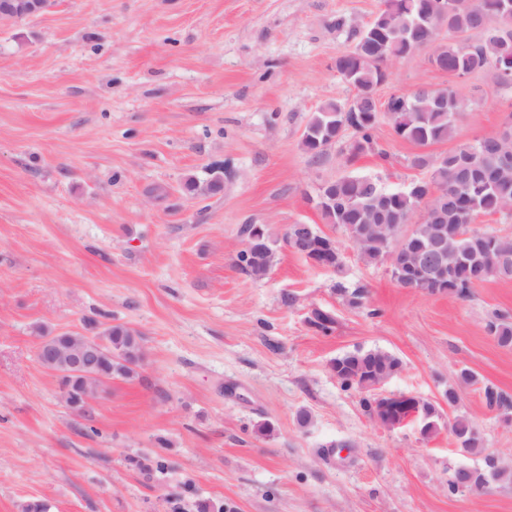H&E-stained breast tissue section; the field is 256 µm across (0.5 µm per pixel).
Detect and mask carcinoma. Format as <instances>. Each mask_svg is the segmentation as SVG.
I'll return each mask as SVG.
<instances>
[{
	"mask_svg": "<svg viewBox=\"0 0 512 512\" xmlns=\"http://www.w3.org/2000/svg\"><path fill=\"white\" fill-rule=\"evenodd\" d=\"M42 0H0V14L19 18L40 13ZM507 0H454L453 9L441 17L447 26L448 44L440 45L431 57L432 65L450 77H467L497 61L512 59V17L504 14ZM439 0H384V8L372 20L370 32L357 30L355 44L349 51L336 55L335 68L339 76L357 89L349 103L328 101L312 113L301 141L302 149L322 156L331 143L339 141L346 132L352 133L348 145V160L371 154L381 160L387 152L375 141L376 126L384 121L394 134L422 149L411 159V166L426 172L416 183L428 188L436 185L445 193V201L433 203L423 196L380 187L370 178L352 174L331 180L329 186L317 192L316 209L326 224L343 229L348 239L356 242L362 258L370 264H383L392 246L401 245L411 253L431 251L430 225L438 224L447 230L448 248L444 268L438 271L433 288L438 294L458 299L471 297L476 286L492 280H512V238L500 235L494 228L485 227L481 233L471 232L476 216L506 214L512 203V174L505 171L503 153L509 133L496 134L472 142L458 143L447 152L434 156L424 148L452 141L457 124L469 108L464 100L454 97L448 107L434 104L427 90L411 94H395L376 111L371 96L382 85L385 73L382 65L398 56L433 41L435 33L418 25L425 12L437 10ZM224 190V171L211 168L206 178H191L183 184L189 196H214ZM423 209L422 222L412 229L391 238L386 234L369 235L376 224H395L402 228L415 209ZM241 233L248 239L258 233L263 253L253 257L248 248L237 254L242 272L253 279L265 277L272 268L276 251L266 224H246ZM490 243L508 256L505 263L485 259ZM486 330L498 345L512 347V315L496 312L486 323ZM102 343V358L112 376L127 379L137 374L143 351L141 337L124 325H113L97 335ZM340 369L338 380L346 387L366 389L380 379L390 377L401 369L396 356L379 348L357 347L334 359ZM483 399L489 410L512 412V395L493 385L483 388ZM420 417L424 418L423 437L437 432L438 410L427 401H420ZM456 437L465 438L462 452L484 455L483 466L472 469V483L483 490V476L495 472V482L511 485L512 469H493L495 455L486 452L485 440L474 422L458 415L448 423Z\"/></svg>",
	"mask_w": 512,
	"mask_h": 512,
	"instance_id": "cac0c4a2",
	"label": "carcinoma"
}]
</instances>
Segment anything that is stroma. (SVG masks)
Listing matches in <instances>:
<instances>
[{"instance_id":"stroma-1","label":"stroma","mask_w":512,"mask_h":512,"mask_svg":"<svg viewBox=\"0 0 512 512\" xmlns=\"http://www.w3.org/2000/svg\"><path fill=\"white\" fill-rule=\"evenodd\" d=\"M381 6L50 0L0 22V512L33 500L50 512H196L200 500L224 512H512V485L450 491L449 471L479 460L448 429L425 438L413 422L384 426L369 393L331 370L357 347L395 355L402 369L376 394H413L445 422L469 416L512 467V426L481 393L488 383L512 394V349L485 329L512 312V281L467 300L411 292L312 204L343 174L388 190L421 176L416 147L384 122V161L348 160V133L319 159L301 147L322 103L354 98L334 61ZM447 41L439 27L434 43L393 61L377 99L450 84L471 102L457 141L494 134L512 90L491 68L450 83L430 63ZM215 164L223 192L183 194ZM246 224L276 240L259 280L237 266ZM291 224L335 239L342 269L289 249ZM339 281L363 287L360 305ZM317 309L334 317L328 333L309 323ZM113 324L141 335L138 374L74 410L38 359L41 338ZM463 369L477 384L459 383ZM159 454L166 471L147 472Z\"/></svg>"}]
</instances>
